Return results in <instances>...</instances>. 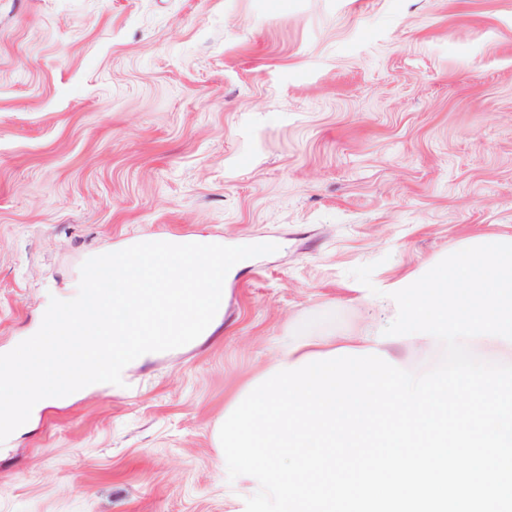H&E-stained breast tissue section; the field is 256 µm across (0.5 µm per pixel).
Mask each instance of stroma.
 Here are the masks:
<instances>
[{"label": "stroma", "mask_w": 512, "mask_h": 512, "mask_svg": "<svg viewBox=\"0 0 512 512\" xmlns=\"http://www.w3.org/2000/svg\"><path fill=\"white\" fill-rule=\"evenodd\" d=\"M198 233L278 249L211 336L1 443L0 512H243L224 405L393 322L351 269L512 235V0H0V352L93 251Z\"/></svg>", "instance_id": "stroma-1"}]
</instances>
